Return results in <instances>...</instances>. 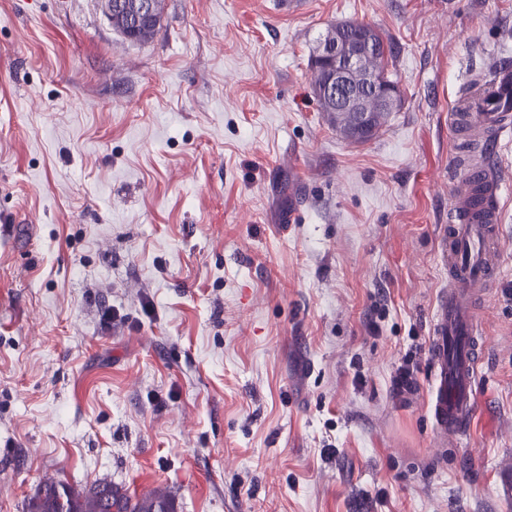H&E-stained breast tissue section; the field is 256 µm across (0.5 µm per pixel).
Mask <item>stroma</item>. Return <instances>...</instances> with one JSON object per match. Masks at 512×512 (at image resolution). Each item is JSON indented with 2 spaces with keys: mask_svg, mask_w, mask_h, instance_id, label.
<instances>
[{
  "mask_svg": "<svg viewBox=\"0 0 512 512\" xmlns=\"http://www.w3.org/2000/svg\"><path fill=\"white\" fill-rule=\"evenodd\" d=\"M345 20L398 49L363 144L311 87ZM496 56L512 0H165L141 43L100 0H0V512L49 477L176 512H512V145L495 412L439 448L425 409L450 114Z\"/></svg>",
  "mask_w": 512,
  "mask_h": 512,
  "instance_id": "stroma-1",
  "label": "stroma"
}]
</instances>
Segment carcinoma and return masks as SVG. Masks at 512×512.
<instances>
[{"label":"carcinoma","mask_w":512,"mask_h":512,"mask_svg":"<svg viewBox=\"0 0 512 512\" xmlns=\"http://www.w3.org/2000/svg\"><path fill=\"white\" fill-rule=\"evenodd\" d=\"M135 3L137 0H112V28L123 38L132 42H143L151 38L160 26L164 0H151L152 17L135 23ZM366 30L370 34L373 48L368 64L373 72L385 82L397 83L393 79L396 51L394 46L373 26L357 22L344 21L327 25L320 41H344L355 38L356 33ZM331 64L322 58L311 64L313 71L312 90L320 111L336 125V131L343 132L351 116L336 111L333 102L322 98L320 87L329 76ZM402 97L387 112H379L373 117V124L359 142L364 143L375 137L387 122L390 113L399 109ZM24 512H175V501L167 489H154L140 497H133L127 491L107 481H95L90 486L77 490L61 480L51 479L45 482L38 492L30 498Z\"/></svg>","instance_id":"carcinoma-1"}]
</instances>
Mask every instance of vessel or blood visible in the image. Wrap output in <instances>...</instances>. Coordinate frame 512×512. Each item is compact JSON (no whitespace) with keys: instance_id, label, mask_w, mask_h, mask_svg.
Here are the masks:
<instances>
[{"instance_id":"b4317fda","label":"vessel or blood","mask_w":512,"mask_h":512,"mask_svg":"<svg viewBox=\"0 0 512 512\" xmlns=\"http://www.w3.org/2000/svg\"><path fill=\"white\" fill-rule=\"evenodd\" d=\"M491 78L476 77L470 95L454 114L457 130L482 136L512 135V64L495 63ZM502 182L488 161L454 189L448 223L438 250L448 283L437 294L431 315L426 401L439 445L471 437L482 408L476 400L484 343L476 302L494 282L502 236Z\"/></svg>"}]
</instances>
